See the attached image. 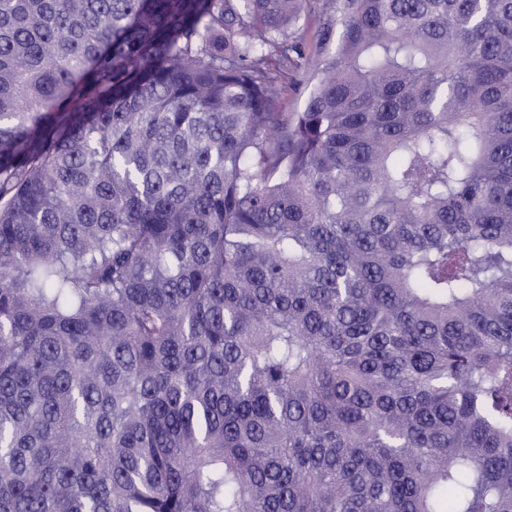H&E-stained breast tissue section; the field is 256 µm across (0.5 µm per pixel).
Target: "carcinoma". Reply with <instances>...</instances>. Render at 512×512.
<instances>
[{
	"label": "carcinoma",
	"mask_w": 512,
	"mask_h": 512,
	"mask_svg": "<svg viewBox=\"0 0 512 512\" xmlns=\"http://www.w3.org/2000/svg\"><path fill=\"white\" fill-rule=\"evenodd\" d=\"M0 0V512H512V0ZM304 8L292 28L295 36L305 47L307 55L312 59V65L306 70H298L294 80L281 98L282 112H300L303 110L307 97L321 76L315 66L322 59L336 52L339 43L340 29L336 27L332 9H325L323 1L309 4L304 0ZM325 26L331 27V37L326 42L320 41V30Z\"/></svg>",
	"instance_id": "cac0c4a2"
}]
</instances>
